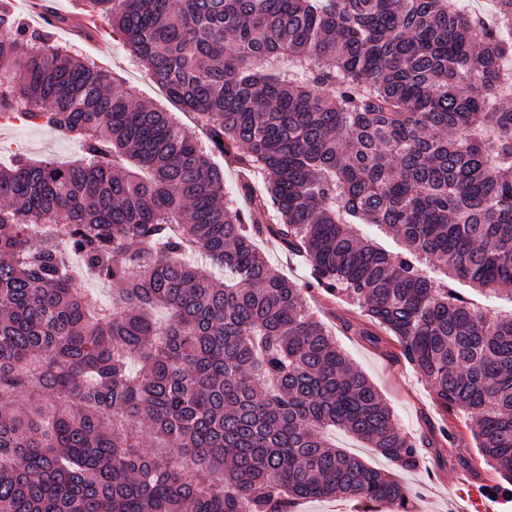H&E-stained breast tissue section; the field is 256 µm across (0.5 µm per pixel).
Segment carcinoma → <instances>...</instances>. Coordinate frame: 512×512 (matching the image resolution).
<instances>
[{"label": "carcinoma", "instance_id": "1", "mask_svg": "<svg viewBox=\"0 0 512 512\" xmlns=\"http://www.w3.org/2000/svg\"><path fill=\"white\" fill-rule=\"evenodd\" d=\"M493 2L80 0L205 145L0 8V115L79 146L0 166V512H412L330 432L405 470L454 433L401 432L261 235L471 416L512 498V313L449 285L512 301V0ZM216 155L263 174L247 208ZM85 272L120 300L91 305ZM258 246L264 252L269 265L277 273L305 285L311 280V270L302 257L295 256L288 252L279 242L266 239H258ZM454 287L460 291L464 297L471 299L483 306H486L491 311L493 310H510L511 303L501 295L490 294H479L474 291L468 284L455 282ZM353 505V502L336 499H306L300 501L295 510L297 512H352Z\"/></svg>", "mask_w": 512, "mask_h": 512}]
</instances>
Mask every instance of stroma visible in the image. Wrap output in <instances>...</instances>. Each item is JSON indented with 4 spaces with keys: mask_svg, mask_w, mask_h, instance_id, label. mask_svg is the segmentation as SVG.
Returning <instances> with one entry per match:
<instances>
[{
    "mask_svg": "<svg viewBox=\"0 0 512 512\" xmlns=\"http://www.w3.org/2000/svg\"><path fill=\"white\" fill-rule=\"evenodd\" d=\"M78 2L42 0L43 10L61 19L51 30L54 39L71 42L76 53L90 55L103 63L123 86L136 87L139 100L169 109L163 88L150 79L120 38L107 35L100 39L93 33L81 34ZM3 145L36 159L61 157L69 160L77 149L73 141L60 137L49 127L8 122L0 124V146ZM258 245L277 273L301 285L310 281L311 270L302 257L293 255L272 239H259ZM304 299L309 311L336 338L353 368L366 375L377 388L404 433L417 437L426 433L430 425L444 423L457 435L455 441L444 447L424 449L422 463L410 471L393 465L376 449L363 447L355 439L340 435L336 438L337 445L350 449L365 464L383 469L400 481L411 495L414 512H453L470 488L480 486L491 477L473 437L472 418L461 413L443 415L420 374L398 356L394 346L368 341L365 336L370 328L367 319L340 298L314 290L305 293Z\"/></svg>",
    "mask_w": 512,
    "mask_h": 512,
    "instance_id": "35a3bbf8",
    "label": "stroma"
}]
</instances>
